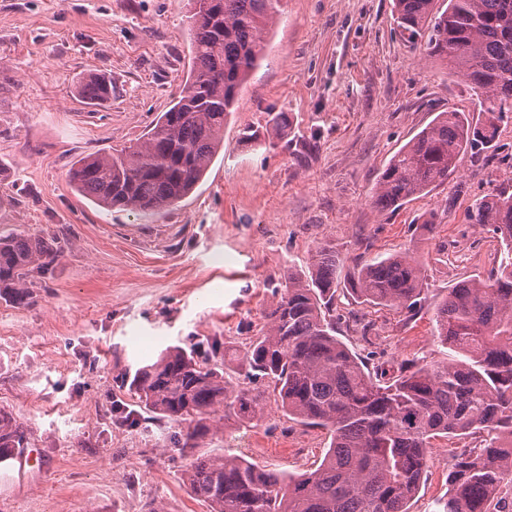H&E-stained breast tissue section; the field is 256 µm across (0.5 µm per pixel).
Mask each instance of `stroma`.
<instances>
[{
	"label": "stroma",
	"instance_id": "obj_1",
	"mask_svg": "<svg viewBox=\"0 0 512 512\" xmlns=\"http://www.w3.org/2000/svg\"><path fill=\"white\" fill-rule=\"evenodd\" d=\"M188 10V0H0V232L69 240L30 305L0 300V409L37 450L25 479L0 463V512H147L153 502L206 512L182 481L174 443L185 426L143 413L121 376L170 345L244 347L281 277L305 270L317 247H335L350 267L416 246L428 282L418 313L336 292L339 338L377 361L430 354L436 305L499 263L498 240L467 211L512 180V118L491 149L462 154L447 183L392 211L371 204L404 144L437 113L476 101L445 61L401 37L393 0H284L223 148L177 205L109 212L79 194L67 177L76 160L135 143L178 96ZM92 71L112 79L100 107L77 90ZM270 112L288 113L287 134L266 130ZM248 125L262 146L240 143ZM329 442L271 400L261 419L215 421L203 450L301 474ZM455 445L434 441L410 512L447 497L442 451Z\"/></svg>",
	"mask_w": 512,
	"mask_h": 512
}]
</instances>
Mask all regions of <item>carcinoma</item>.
<instances>
[{"label": "carcinoma", "instance_id": "carcinoma-1", "mask_svg": "<svg viewBox=\"0 0 512 512\" xmlns=\"http://www.w3.org/2000/svg\"><path fill=\"white\" fill-rule=\"evenodd\" d=\"M282 0H189L192 66L177 100L144 139L117 153L75 162L77 192L112 210L153 214L188 196L224 146V122L266 48ZM400 35L448 61L477 97L481 117L457 110L435 118L389 161L372 192L374 208L399 207L443 184L459 156L479 154L512 113V0H394ZM87 104L112 99V81L91 73ZM469 220L491 228L500 261L485 278L463 280L437 304L438 347L373 367L336 336V290L359 303L415 312L427 288L411 248L377 253L344 271L336 249L320 246L306 272L288 271L264 313L260 335L224 360L173 345L122 376L145 410L188 423L179 451L183 480L207 512H409L427 478L432 441L471 438L452 449L448 498L435 512H512V193L476 200ZM67 239L0 234V299L32 302L33 280L48 279ZM238 374L249 383L233 379ZM272 396L284 414L329 432L320 464L304 474L243 458L195 453L224 421L263 417ZM29 447L23 426L0 410V462Z\"/></svg>", "mask_w": 512, "mask_h": 512}]
</instances>
